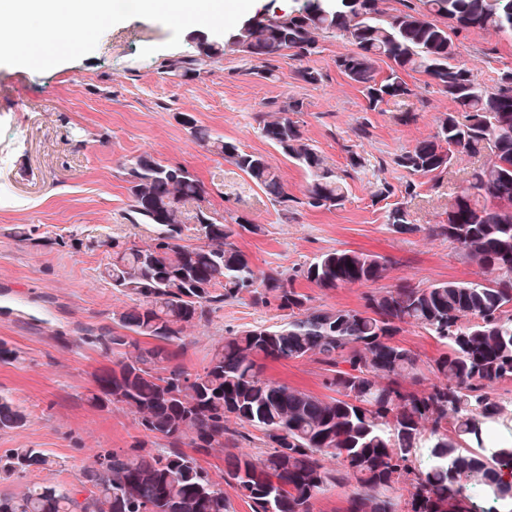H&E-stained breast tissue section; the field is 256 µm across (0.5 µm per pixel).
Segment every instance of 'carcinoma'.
<instances>
[{"label":"carcinoma","mask_w":512,"mask_h":512,"mask_svg":"<svg viewBox=\"0 0 512 512\" xmlns=\"http://www.w3.org/2000/svg\"><path fill=\"white\" fill-rule=\"evenodd\" d=\"M385 2L303 0L288 13L250 17L221 40L193 37V52L165 59L162 68L193 80L231 52L269 79L276 59L287 55L299 62L296 78L315 85L323 75L304 62L320 53L322 40L340 36L352 49L336 58V69L361 88L371 111L413 94L406 76H426L455 110L393 163L438 185L458 158L476 160L465 177L448 182L445 218L427 234L448 242L483 278L425 288L399 283L365 295L359 309L312 307L300 281L322 291L376 283L387 277L390 260L332 250L289 271L259 274L234 237L259 234L260 225L244 216L217 221L205 182L187 167L134 157L123 164L130 209L135 223L153 227L150 244L75 235L41 243L107 253L100 275L132 304L115 313L112 334L97 339L113 367L94 376L88 401L127 410L146 440L127 451H99L78 486L35 484L21 495L0 494V512H232L226 484L251 512H314L321 496L350 480L357 492L345 512H478L465 494L470 487L512 500L504 487L512 441L493 433L512 426V404L495 395L512 379V69L498 73L497 89L489 91L458 59L455 43L471 29L512 35V0H402L400 9ZM301 108L294 100L258 114V130L308 175L304 204L329 210L342 205L349 184L291 119ZM180 122L200 147L288 210L284 176L267 156L244 151L190 114ZM386 224L398 233L421 230L402 202L386 211ZM245 299L281 312V322L230 330L205 366L187 367L188 329ZM407 326L442 347L425 368L397 340ZM304 359L323 366L331 394L265 374L268 362ZM25 421L0 395V430ZM256 431L262 450L244 452ZM149 439L157 449L147 447ZM224 450L217 480L199 456ZM54 465L35 448L0 456V473L8 476ZM402 488L408 498L400 511L395 493Z\"/></svg>","instance_id":"cac0c4a2"}]
</instances>
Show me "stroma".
Segmentation results:
<instances>
[{
    "label": "stroma",
    "instance_id": "stroma-1",
    "mask_svg": "<svg viewBox=\"0 0 512 512\" xmlns=\"http://www.w3.org/2000/svg\"><path fill=\"white\" fill-rule=\"evenodd\" d=\"M170 36L163 24L135 17L106 30L92 53L47 71L0 65V340L20 356L0 364V393L27 415L23 427L0 431V455L37 448L56 461L23 478L1 476L0 493L18 494L34 483L72 487L97 449L125 450L140 437L126 411L87 402L94 374L112 365L97 339L111 332L113 311L130 303L100 279L104 253L42 247L13 236L15 227L26 224L42 237L78 232L147 241L146 226L133 224L129 215L120 168L126 159L148 155L185 165L208 186L214 209L262 225V234L239 240L259 272L297 267L333 249H360L393 260L384 280L388 286L405 280L425 287L480 276L446 241L425 231L442 220L447 188L415 179L419 195L409 209L420 230L408 234L390 230L385 222L390 202L373 197L377 179L399 189L410 178L394 157L432 133L439 117L453 108L425 76L411 78L413 95L371 111L334 64L350 49L341 38L322 41L311 64L323 79L310 85L297 80V63L287 56L279 58L270 80L247 75L244 60L232 53L191 81L163 74L159 65L170 55L164 47ZM455 42L461 61L487 87H495L499 71L512 68L511 37L473 29ZM146 46L154 47V54L140 57ZM288 100L302 102L294 121L337 170L347 169L349 151L366 159V169L349 178L348 197L337 209L300 205L282 214L248 177L199 147L179 121L181 114H191L242 149L266 155L284 173L288 194L300 199L307 175L260 135L254 120ZM363 125L370 135L361 139L355 131ZM277 320L276 311L246 300L227 304L209 324L191 330L184 361L202 368L227 330ZM267 374L319 396L326 393L322 367L312 360L273 363Z\"/></svg>",
    "mask_w": 512,
    "mask_h": 512
}]
</instances>
